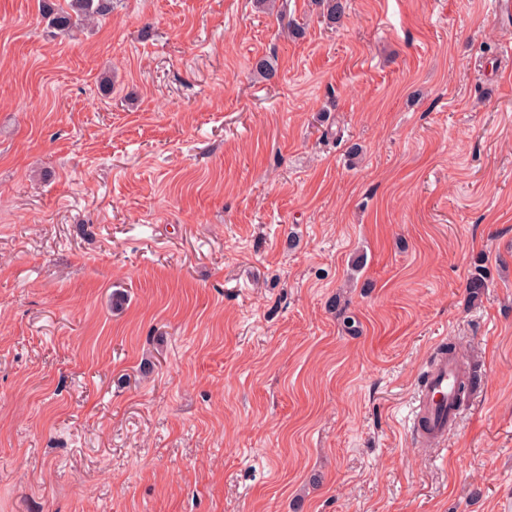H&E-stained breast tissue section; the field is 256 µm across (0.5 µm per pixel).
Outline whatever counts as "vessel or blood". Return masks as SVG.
<instances>
[{"mask_svg": "<svg viewBox=\"0 0 512 512\" xmlns=\"http://www.w3.org/2000/svg\"><path fill=\"white\" fill-rule=\"evenodd\" d=\"M459 372L455 361L435 359L426 380L415 397L414 426L423 438L438 442L445 438L450 425L456 424L460 410L455 405Z\"/></svg>", "mask_w": 512, "mask_h": 512, "instance_id": "obj_1", "label": "vessel or blood"}]
</instances>
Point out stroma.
I'll return each instance as SVG.
<instances>
[{"label": "stroma", "mask_w": 512, "mask_h": 512, "mask_svg": "<svg viewBox=\"0 0 512 512\" xmlns=\"http://www.w3.org/2000/svg\"><path fill=\"white\" fill-rule=\"evenodd\" d=\"M0 512H512V18L0 0ZM58 2V3H57ZM39 0V12L54 34H70L112 12V0ZM455 361L447 357L436 358L428 377L417 389L415 397L414 428L423 438L440 442L460 418V410L455 406L458 387V402L466 395L469 384L460 382ZM424 420V421H422Z\"/></svg>", "instance_id": "1"}]
</instances>
